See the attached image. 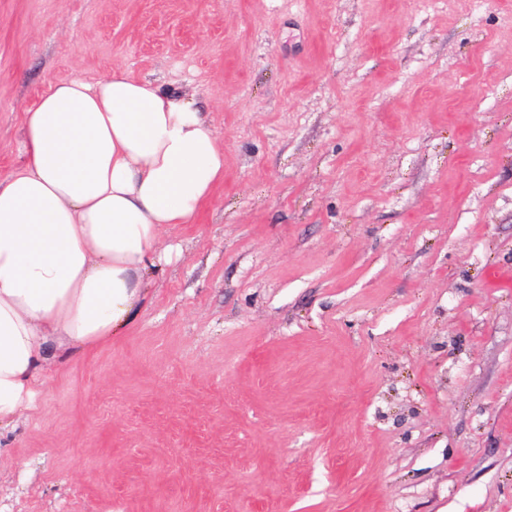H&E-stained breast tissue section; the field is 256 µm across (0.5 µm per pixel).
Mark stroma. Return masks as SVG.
I'll list each match as a JSON object with an SVG mask.
<instances>
[{"mask_svg":"<svg viewBox=\"0 0 512 512\" xmlns=\"http://www.w3.org/2000/svg\"><path fill=\"white\" fill-rule=\"evenodd\" d=\"M115 67L224 180L131 328L49 345L0 512H512V0H0V179Z\"/></svg>","mask_w":512,"mask_h":512,"instance_id":"35a3bbf8","label":"stroma"}]
</instances>
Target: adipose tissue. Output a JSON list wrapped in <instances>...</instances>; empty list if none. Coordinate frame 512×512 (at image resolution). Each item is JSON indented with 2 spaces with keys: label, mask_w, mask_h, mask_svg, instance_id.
Wrapping results in <instances>:
<instances>
[{
  "label": "adipose tissue",
  "mask_w": 512,
  "mask_h": 512,
  "mask_svg": "<svg viewBox=\"0 0 512 512\" xmlns=\"http://www.w3.org/2000/svg\"><path fill=\"white\" fill-rule=\"evenodd\" d=\"M21 123L27 164L0 180V428L36 410L48 342L83 352L133 322L163 231L224 180L194 101L119 67L51 84Z\"/></svg>",
  "instance_id": "adipose-tissue-1"
}]
</instances>
